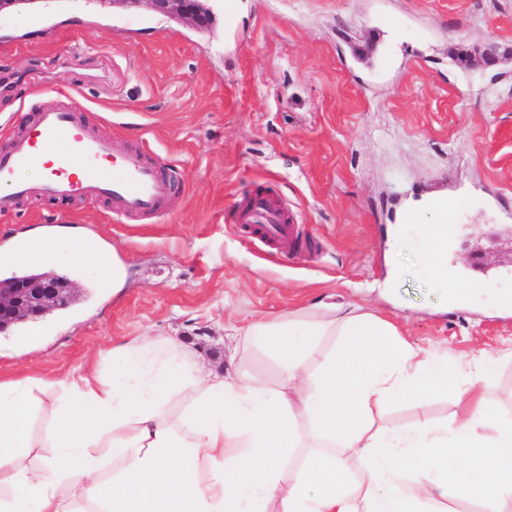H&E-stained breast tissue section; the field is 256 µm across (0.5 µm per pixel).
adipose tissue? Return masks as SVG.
<instances>
[{"label":"adipose tissue","mask_w":512,"mask_h":512,"mask_svg":"<svg viewBox=\"0 0 512 512\" xmlns=\"http://www.w3.org/2000/svg\"><path fill=\"white\" fill-rule=\"evenodd\" d=\"M430 218L425 275L452 303L448 230ZM62 247L123 288L118 256L67 226L29 233L5 261ZM335 334L346 344L322 352ZM226 350L265 353L278 382L236 366L202 374L170 336L121 341L77 373L0 376V512H448L475 485L476 512H512V418L475 389L484 352L452 375L371 314L307 309L232 329ZM434 392L456 396L453 425L382 422L392 401Z\"/></svg>","instance_id":"adipose-tissue-1"}]
</instances>
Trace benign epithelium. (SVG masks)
Instances as JSON below:
<instances>
[{
  "instance_id": "7a95c632",
  "label": "benign epithelium",
  "mask_w": 512,
  "mask_h": 512,
  "mask_svg": "<svg viewBox=\"0 0 512 512\" xmlns=\"http://www.w3.org/2000/svg\"><path fill=\"white\" fill-rule=\"evenodd\" d=\"M146 2L157 13L177 20L201 23L204 15L198 0H124L126 3ZM72 286L56 287L49 277L19 280L9 287H0V323L36 320L56 309L60 301L71 296Z\"/></svg>"
}]
</instances>
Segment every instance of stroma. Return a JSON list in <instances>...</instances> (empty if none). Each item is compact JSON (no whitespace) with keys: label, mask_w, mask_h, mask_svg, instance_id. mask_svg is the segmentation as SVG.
<instances>
[{"label":"stroma","mask_w":512,"mask_h":512,"mask_svg":"<svg viewBox=\"0 0 512 512\" xmlns=\"http://www.w3.org/2000/svg\"><path fill=\"white\" fill-rule=\"evenodd\" d=\"M200 27L121 0H17L0 12V143L24 112L75 95L98 132L170 169L162 210L122 220L106 199L21 201L0 246L71 224L115 249L123 288L58 254L72 304L0 334V374L57 375L137 336H175L206 368L230 328L288 310L358 309L449 368L484 351L476 389L512 415V0H204ZM493 50L498 63L478 61ZM470 57L469 65L455 61ZM303 245L225 221L256 191ZM448 204L446 305L425 276L421 199ZM451 394L397 401L394 427L453 422Z\"/></svg>","instance_id":"obj_1"}]
</instances>
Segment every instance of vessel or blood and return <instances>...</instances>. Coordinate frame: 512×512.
Masks as SVG:
<instances>
[{"mask_svg": "<svg viewBox=\"0 0 512 512\" xmlns=\"http://www.w3.org/2000/svg\"><path fill=\"white\" fill-rule=\"evenodd\" d=\"M84 161L75 167L74 158ZM42 167L36 184L21 178L23 171ZM0 216L10 215L19 200L30 198H107L117 216L152 213L171 193V181L158 164L144 161L141 153L118 150L91 128L78 103L43 108L25 118L16 142L0 145ZM237 224L249 227L266 241L290 238L294 226L264 194L253 195L237 209Z\"/></svg>", "mask_w": 512, "mask_h": 512, "instance_id": "1", "label": "vessel or blood"}]
</instances>
